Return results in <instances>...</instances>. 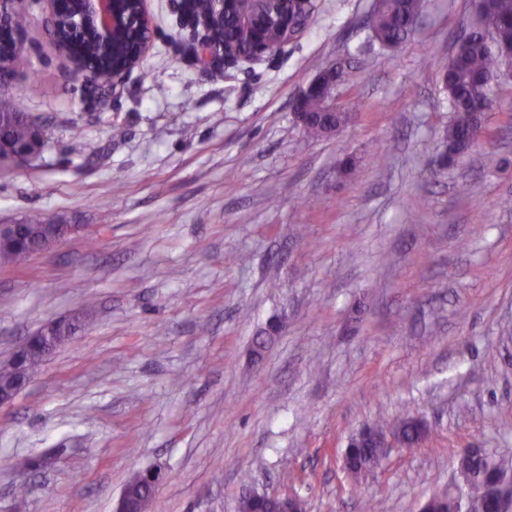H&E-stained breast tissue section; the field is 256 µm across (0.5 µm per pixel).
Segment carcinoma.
Returning a JSON list of instances; mask_svg holds the SVG:
<instances>
[{"mask_svg":"<svg viewBox=\"0 0 512 512\" xmlns=\"http://www.w3.org/2000/svg\"><path fill=\"white\" fill-rule=\"evenodd\" d=\"M421 0H374L370 14L374 37L392 47L402 44L416 28ZM254 9L253 0H240L238 14L224 18V27L209 33L216 43L224 44V56L238 57L247 52L248 38L239 24L247 19ZM484 25L491 34L493 45L482 42L479 37H459L448 63L443 66L445 89L452 118L448 124V160L466 153L474 144L470 139H480L486 134L483 115L491 109L493 82L501 71L504 59L496 46H512V0H502V6L483 14ZM134 31L118 32L112 39V53L102 54L100 46L91 34L83 38L84 54L100 66L111 69L113 65L127 60L128 51L134 45ZM19 47L15 40L0 42V63L14 65ZM301 112L315 115L314 120L303 127L310 138L328 134L332 127H341L348 113L328 115L325 100L317 94H309L298 101ZM34 125L16 120L7 112L0 115V157H8L12 151H35L38 141L34 138ZM50 236V224L41 214L32 213L15 229L0 231V265L20 267L33 254L43 250ZM27 364L6 359L0 362V388H7L21 381ZM390 429L400 438L414 444L425 437L424 429L415 418L395 417L391 421L375 426L381 432ZM349 467L347 475L356 480L359 476L381 465L384 455L381 449L370 445L348 446L345 450ZM457 460L463 469L465 480L478 487L488 479L496 481L512 476V463L502 458L484 457L480 453L460 451ZM460 505L448 490H441L423 504L427 512H458Z\"/></svg>","mask_w":512,"mask_h":512,"instance_id":"obj_1","label":"carcinoma"}]
</instances>
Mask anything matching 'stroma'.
Wrapping results in <instances>:
<instances>
[{
  "label": "stroma",
  "mask_w": 512,
  "mask_h": 512,
  "mask_svg": "<svg viewBox=\"0 0 512 512\" xmlns=\"http://www.w3.org/2000/svg\"><path fill=\"white\" fill-rule=\"evenodd\" d=\"M373 2L314 0L280 55L211 75L181 51L169 0H147L158 36L101 106L49 49L45 0H28L0 101L47 142L0 175V224L36 210L76 230L0 267V359L93 308L0 406V460L63 451L36 474L0 468V512H112L150 466L165 477L149 512H237L272 490L305 512H420L459 449L512 460V81L494 86L490 142L438 167L442 66L473 4L423 0L387 47ZM341 60L351 118L307 139L295 100ZM402 411L428 437L351 486V437Z\"/></svg>",
  "instance_id": "obj_1"
}]
</instances>
